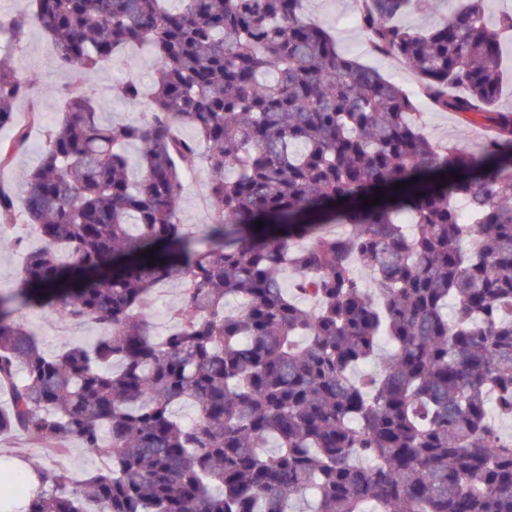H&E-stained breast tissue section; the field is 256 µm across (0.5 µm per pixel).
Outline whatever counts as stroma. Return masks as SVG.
I'll return each instance as SVG.
<instances>
[{
	"mask_svg": "<svg viewBox=\"0 0 512 512\" xmlns=\"http://www.w3.org/2000/svg\"><path fill=\"white\" fill-rule=\"evenodd\" d=\"M354 9L355 0H305L304 3L306 14L334 35L342 51L378 68L392 82L407 89L414 88L417 77L413 72L395 59L370 52L361 30L349 21ZM16 55L27 67L33 68L37 76L34 99L45 114V124L53 123L59 103L71 80L70 74L59 68L55 49L40 30L33 29L28 32L18 46ZM155 69L156 62L151 54L141 49L125 58L123 68L106 66L92 73L89 80L96 89L100 110L116 119L141 120V106L128 104L116 97L112 86L126 72L137 75L144 82H151ZM423 120L425 133L432 140L449 141L469 152L477 150L480 145L478 129L464 126L454 114L427 109L423 112ZM206 183L205 171L199 167L192 168L180 209L182 223L188 224L200 238L205 237L208 224L214 220L206 202ZM17 315L28 329L39 336L42 349L50 354L63 346L89 340L95 334L94 327L89 325L69 326L59 323L56 316L47 309L33 310L23 307L18 310ZM17 449L25 454L28 466L53 467L60 464L71 480L87 477L99 466L97 453L76 445L70 446L65 456L59 457L23 438L0 444V453Z\"/></svg>",
	"mask_w": 512,
	"mask_h": 512,
	"instance_id": "stroma-1",
	"label": "stroma"
}]
</instances>
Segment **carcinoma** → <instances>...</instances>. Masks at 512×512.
I'll return each instance as SVG.
<instances>
[{"label":"carcinoma","mask_w":512,"mask_h":512,"mask_svg":"<svg viewBox=\"0 0 512 512\" xmlns=\"http://www.w3.org/2000/svg\"><path fill=\"white\" fill-rule=\"evenodd\" d=\"M178 2L34 0L0 23L12 44L40 29L74 76L23 197L0 181V232L38 239L0 292V441L108 457L69 489L62 467L32 470L0 512H295L307 494L313 512H512V11L491 27L484 0H457L419 30L401 22L414 0H359L413 95L303 0ZM134 45L158 77L114 93L152 107L106 121L83 75ZM35 82L0 39V172L29 143L13 116ZM420 97L481 149L428 138ZM196 159L205 246L179 218ZM164 282L184 294L156 336ZM17 304L97 336L47 354Z\"/></svg>","instance_id":"carcinoma-1"}]
</instances>
